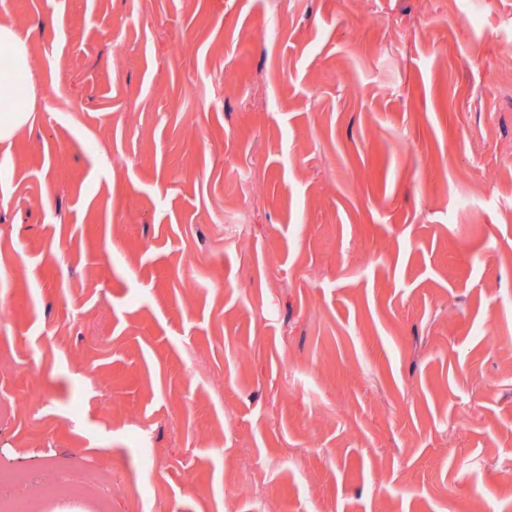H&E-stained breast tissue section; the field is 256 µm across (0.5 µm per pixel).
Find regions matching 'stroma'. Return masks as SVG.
Instances as JSON below:
<instances>
[{
    "mask_svg": "<svg viewBox=\"0 0 512 512\" xmlns=\"http://www.w3.org/2000/svg\"><path fill=\"white\" fill-rule=\"evenodd\" d=\"M0 20L35 87L0 144V496L512 512V0ZM96 484L93 481L82 480L77 483H60L54 479L47 480L40 489L42 502H56L58 500H76L94 496Z\"/></svg>",
    "mask_w": 512,
    "mask_h": 512,
    "instance_id": "stroma-1",
    "label": "stroma"
}]
</instances>
